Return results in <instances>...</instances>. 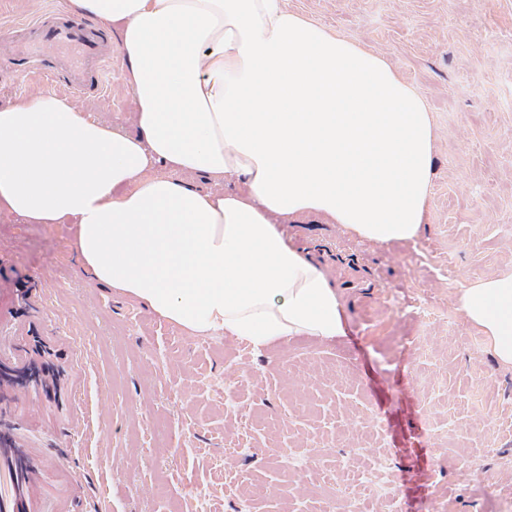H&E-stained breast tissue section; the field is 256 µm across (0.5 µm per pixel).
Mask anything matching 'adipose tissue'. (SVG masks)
Here are the masks:
<instances>
[{"label": "adipose tissue", "mask_w": 512, "mask_h": 512, "mask_svg": "<svg viewBox=\"0 0 512 512\" xmlns=\"http://www.w3.org/2000/svg\"><path fill=\"white\" fill-rule=\"evenodd\" d=\"M112 28L134 132L31 87L0 106V212L72 224L94 282L189 336L263 354L345 333L324 268L279 225L315 214L380 246L429 222L434 118L395 65L286 0H68ZM243 184L205 192L195 177ZM455 305L512 369V269Z\"/></svg>", "instance_id": "1"}]
</instances>
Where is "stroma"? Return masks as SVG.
<instances>
[{
    "instance_id": "1",
    "label": "stroma",
    "mask_w": 512,
    "mask_h": 512,
    "mask_svg": "<svg viewBox=\"0 0 512 512\" xmlns=\"http://www.w3.org/2000/svg\"><path fill=\"white\" fill-rule=\"evenodd\" d=\"M396 64L436 143L431 222L389 247L309 216L346 334L264 355L185 335L91 283L70 224L0 213V502L7 512H333L348 464L361 512H512V369L455 309L512 268V0H287ZM113 51L91 117L130 125ZM417 296L413 310H401ZM410 351H401L403 341ZM23 458L16 485L7 458Z\"/></svg>"
}]
</instances>
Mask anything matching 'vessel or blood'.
<instances>
[{"mask_svg": "<svg viewBox=\"0 0 512 512\" xmlns=\"http://www.w3.org/2000/svg\"><path fill=\"white\" fill-rule=\"evenodd\" d=\"M26 40L25 51L7 65L25 77L67 83L79 97L97 96L104 89L108 35L82 19L57 11L16 26Z\"/></svg>", "mask_w": 512, "mask_h": 512, "instance_id": "vessel-or-blood-1", "label": "vessel or blood"}]
</instances>
